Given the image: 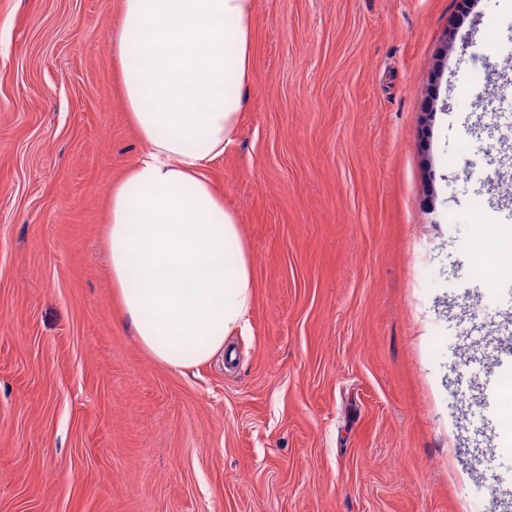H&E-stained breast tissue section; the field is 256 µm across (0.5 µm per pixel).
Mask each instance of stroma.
Returning <instances> with one entry per match:
<instances>
[{"label": "stroma", "mask_w": 512, "mask_h": 512, "mask_svg": "<svg viewBox=\"0 0 512 512\" xmlns=\"http://www.w3.org/2000/svg\"><path fill=\"white\" fill-rule=\"evenodd\" d=\"M122 0H0V512H464L498 486L512 278V0H255V73L207 175L253 260L248 326L173 370L112 286L107 192L143 145ZM493 24L495 41L481 33ZM474 233L467 252L472 274L483 278L490 273H503L512 276V227L487 224L482 204L473 203Z\"/></svg>", "instance_id": "1"}]
</instances>
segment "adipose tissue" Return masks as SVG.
Returning <instances> with one entry per match:
<instances>
[{
  "instance_id": "obj_1",
  "label": "adipose tissue",
  "mask_w": 512,
  "mask_h": 512,
  "mask_svg": "<svg viewBox=\"0 0 512 512\" xmlns=\"http://www.w3.org/2000/svg\"><path fill=\"white\" fill-rule=\"evenodd\" d=\"M254 0H123L112 33L144 145L108 191L112 286L140 344L172 369L224 349L252 307L239 219L207 179L254 78Z\"/></svg>"
}]
</instances>
